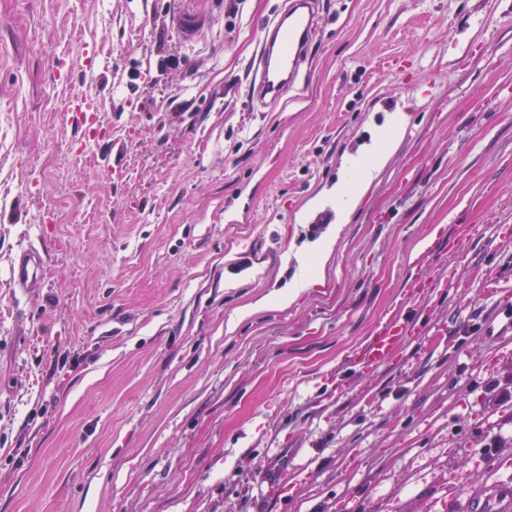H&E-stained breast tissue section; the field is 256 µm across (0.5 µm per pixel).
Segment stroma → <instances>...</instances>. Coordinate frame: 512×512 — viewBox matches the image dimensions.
I'll list each match as a JSON object with an SVG mask.
<instances>
[{
    "label": "stroma",
    "mask_w": 512,
    "mask_h": 512,
    "mask_svg": "<svg viewBox=\"0 0 512 512\" xmlns=\"http://www.w3.org/2000/svg\"><path fill=\"white\" fill-rule=\"evenodd\" d=\"M278 2L0 0V512H455L512 482V0H323L305 94L256 112ZM429 239L441 342L365 371ZM406 124V117L403 114H396L392 117L389 126L381 133L378 143L375 163H380L387 153L388 148L395 138L402 132ZM349 167L352 169L359 170V173L355 177V179L350 183L346 194L347 200L345 201L341 209L340 218L344 223L349 220V216L352 212L351 205L353 201L356 200L364 192L368 181V178L365 174L371 170L369 167L365 166L361 161H352L350 162ZM43 258L35 247L22 251L10 269V285L21 292L31 293L42 286Z\"/></svg>",
    "instance_id": "obj_1"
}]
</instances>
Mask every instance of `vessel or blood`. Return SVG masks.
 <instances>
[{"label":"vessel or blood","mask_w":512,"mask_h":512,"mask_svg":"<svg viewBox=\"0 0 512 512\" xmlns=\"http://www.w3.org/2000/svg\"><path fill=\"white\" fill-rule=\"evenodd\" d=\"M320 28V0H282L261 23L260 51L252 67L248 97L254 108L279 103L288 92H302L311 45ZM43 258L30 247L14 259L10 285L30 293L42 285ZM428 328L409 321L402 308L390 310L371 329L355 360L364 369L388 365L411 336H428Z\"/></svg>","instance_id":"1"}]
</instances>
